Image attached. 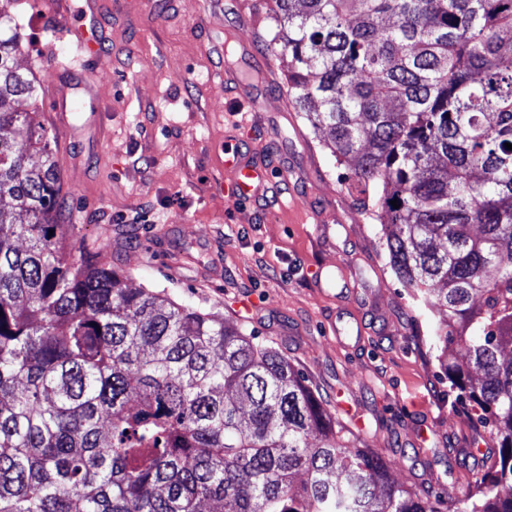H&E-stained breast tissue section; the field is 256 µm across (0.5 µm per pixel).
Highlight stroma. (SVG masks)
I'll return each instance as SVG.
<instances>
[{
	"instance_id": "35a3bbf8",
	"label": "stroma",
	"mask_w": 512,
	"mask_h": 512,
	"mask_svg": "<svg viewBox=\"0 0 512 512\" xmlns=\"http://www.w3.org/2000/svg\"><path fill=\"white\" fill-rule=\"evenodd\" d=\"M100 2L109 39L84 64L55 0L4 4L22 38L17 63L37 78L41 121L69 142L61 241L121 271L128 287L224 318L288 357L339 424L392 462L398 483L472 492L490 434L470 427L429 348L438 312L416 304L388 264L381 224L348 193L353 161H336L303 113L281 111L287 57H272L274 80L252 114L236 112L217 73L221 46L236 64L272 39L271 0H244L239 14L226 0ZM59 64L80 104L62 120L50 100ZM229 143L287 169L296 194L227 201ZM462 441L472 458L459 467L448 450Z\"/></svg>"
}]
</instances>
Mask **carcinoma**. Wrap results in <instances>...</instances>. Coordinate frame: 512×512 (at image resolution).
I'll return each instance as SVG.
<instances>
[{
    "instance_id": "obj_1",
    "label": "carcinoma",
    "mask_w": 512,
    "mask_h": 512,
    "mask_svg": "<svg viewBox=\"0 0 512 512\" xmlns=\"http://www.w3.org/2000/svg\"><path fill=\"white\" fill-rule=\"evenodd\" d=\"M272 15L288 93L354 159L347 189L381 206L396 276L441 311L430 348L493 436L475 493L399 486L286 356L49 234L56 147L0 11V512H512V0Z\"/></svg>"
}]
</instances>
